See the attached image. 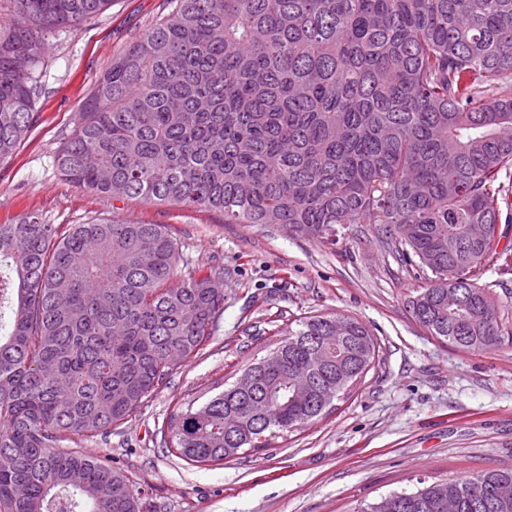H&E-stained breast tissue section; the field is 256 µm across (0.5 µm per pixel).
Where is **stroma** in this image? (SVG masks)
Returning a JSON list of instances; mask_svg holds the SVG:
<instances>
[{
	"label": "stroma",
	"instance_id": "obj_1",
	"mask_svg": "<svg viewBox=\"0 0 512 512\" xmlns=\"http://www.w3.org/2000/svg\"><path fill=\"white\" fill-rule=\"evenodd\" d=\"M166 8L165 0H112L101 17L57 33L36 120L0 163V224L28 213L63 226L163 224L192 266L224 274V312L208 344L111 435L79 449L111 456L141 512H355L421 479L512 466V347L474 351L430 336L406 305L419 280L374 227L348 225L331 242L281 224H228L210 209L114 203L60 174L54 157L95 81ZM314 313L354 316L381 345L379 364L347 401L219 466L191 467L167 453L159 429L175 407L223 391L248 360L268 354L271 326Z\"/></svg>",
	"mask_w": 512,
	"mask_h": 512
}]
</instances>
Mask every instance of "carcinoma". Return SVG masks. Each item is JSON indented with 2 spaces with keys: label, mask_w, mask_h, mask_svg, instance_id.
I'll use <instances>...</instances> for the list:
<instances>
[{
  "label": "carcinoma",
  "mask_w": 512,
  "mask_h": 512,
  "mask_svg": "<svg viewBox=\"0 0 512 512\" xmlns=\"http://www.w3.org/2000/svg\"><path fill=\"white\" fill-rule=\"evenodd\" d=\"M112 0H0V163L36 115L49 38ZM85 101L55 162L112 201L206 207L226 224H285L330 241L372 224L424 286L430 335L512 345L480 284L512 195V0H167ZM482 224L481 241L468 238ZM164 224H0V512H140L112 460L62 448L124 423L203 348L215 277ZM272 371L173 411L160 432L191 466L237 460L350 397L381 345L320 313L274 332ZM333 400H325L327 392ZM512 468L393 491L357 512H512Z\"/></svg>",
  "instance_id": "obj_1"
}]
</instances>
